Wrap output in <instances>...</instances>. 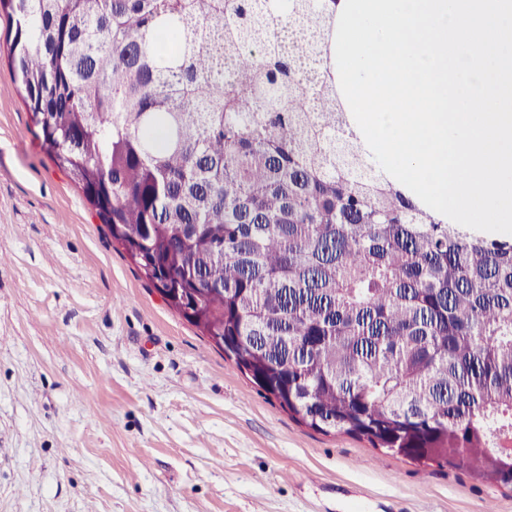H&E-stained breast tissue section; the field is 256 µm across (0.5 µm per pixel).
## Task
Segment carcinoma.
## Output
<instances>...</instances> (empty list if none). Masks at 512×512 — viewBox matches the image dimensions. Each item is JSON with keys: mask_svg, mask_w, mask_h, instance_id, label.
<instances>
[{"mask_svg": "<svg viewBox=\"0 0 512 512\" xmlns=\"http://www.w3.org/2000/svg\"><path fill=\"white\" fill-rule=\"evenodd\" d=\"M42 146L168 306L299 423L512 489V235L389 181L336 0H0Z\"/></svg>", "mask_w": 512, "mask_h": 512, "instance_id": "carcinoma-1", "label": "carcinoma"}]
</instances>
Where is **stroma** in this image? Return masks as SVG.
<instances>
[{
  "label": "stroma",
  "mask_w": 512,
  "mask_h": 512,
  "mask_svg": "<svg viewBox=\"0 0 512 512\" xmlns=\"http://www.w3.org/2000/svg\"><path fill=\"white\" fill-rule=\"evenodd\" d=\"M0 252V512H512L261 394L113 244L4 55Z\"/></svg>",
  "instance_id": "35a3bbf8"
}]
</instances>
